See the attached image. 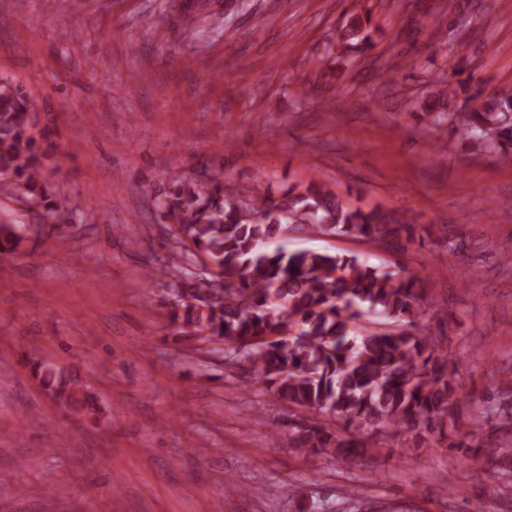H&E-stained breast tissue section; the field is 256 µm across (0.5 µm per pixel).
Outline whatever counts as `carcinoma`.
I'll use <instances>...</instances> for the list:
<instances>
[{
  "mask_svg": "<svg viewBox=\"0 0 512 512\" xmlns=\"http://www.w3.org/2000/svg\"><path fill=\"white\" fill-rule=\"evenodd\" d=\"M369 16H356L347 36L372 46ZM462 143L512 162V91L463 101ZM38 102L0 80V192L35 203L42 224L66 221L43 176L47 141ZM162 224L175 237L167 275L188 300L172 321L190 336L224 344L229 364L248 370L289 406L291 447L344 462L374 444L407 436L415 445L436 435L451 448L482 449L479 431L497 420L512 447V397L504 381L486 412L463 423L459 386L448 349L420 324L424 280L404 269L373 266L354 255L263 246L285 230L350 236L401 247L415 240V222L379 206L351 208L321 183L279 198L247 188L224 189V178L203 171L153 192ZM24 237L0 224V254L15 253ZM387 320L363 328V314ZM44 389L82 417L96 411L87 385L40 363Z\"/></svg>",
  "mask_w": 512,
  "mask_h": 512,
  "instance_id": "obj_1",
  "label": "carcinoma"
}]
</instances>
